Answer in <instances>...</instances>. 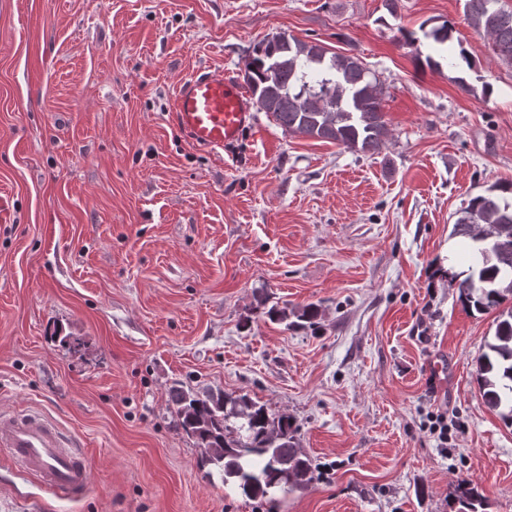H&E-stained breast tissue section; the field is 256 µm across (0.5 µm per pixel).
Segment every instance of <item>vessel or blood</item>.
Returning a JSON list of instances; mask_svg holds the SVG:
<instances>
[{"mask_svg":"<svg viewBox=\"0 0 512 512\" xmlns=\"http://www.w3.org/2000/svg\"><path fill=\"white\" fill-rule=\"evenodd\" d=\"M254 108L252 97L233 73L199 69L181 81L172 119L193 145L229 153L253 126ZM0 455L19 472L35 476L52 493L74 499L88 487L85 453L57 422L43 414L0 412Z\"/></svg>","mask_w":512,"mask_h":512,"instance_id":"1","label":"vessel or blood"}]
</instances>
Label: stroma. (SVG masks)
<instances>
[{"instance_id":"obj_1","label":"stroma","mask_w":512,"mask_h":512,"mask_svg":"<svg viewBox=\"0 0 512 512\" xmlns=\"http://www.w3.org/2000/svg\"><path fill=\"white\" fill-rule=\"evenodd\" d=\"M445 23L447 59L418 65ZM279 33L375 73L378 151L263 111L232 157L171 125L183 78L243 75ZM504 180L512 64L464 0H0V411L51 417L90 470L59 500L0 457V512H457L464 480L512 512V428L476 381L499 312L464 307L452 234ZM175 386L288 415L318 480L223 484Z\"/></svg>"}]
</instances>
